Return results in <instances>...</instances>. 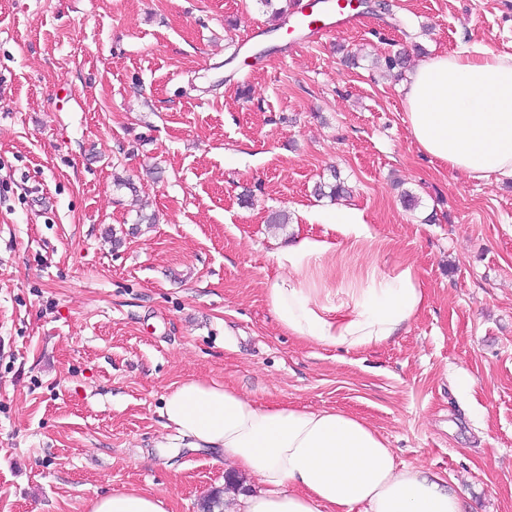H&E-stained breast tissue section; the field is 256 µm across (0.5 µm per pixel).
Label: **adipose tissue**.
I'll return each mask as SVG.
<instances>
[{
    "mask_svg": "<svg viewBox=\"0 0 512 512\" xmlns=\"http://www.w3.org/2000/svg\"><path fill=\"white\" fill-rule=\"evenodd\" d=\"M420 150L473 181L512 177V57L467 45L433 56L400 87ZM335 242L303 237L277 246L279 273L264 288L281 330L348 351L403 333L427 296L413 264L392 275L362 269L344 310L330 305L327 261ZM166 428L254 486L245 512H465L458 485L398 464L389 441L339 409L260 406L227 385L187 380L164 398ZM90 512H167L162 498L119 490L93 497Z\"/></svg>",
    "mask_w": 512,
    "mask_h": 512,
    "instance_id": "obj_1",
    "label": "adipose tissue"
}]
</instances>
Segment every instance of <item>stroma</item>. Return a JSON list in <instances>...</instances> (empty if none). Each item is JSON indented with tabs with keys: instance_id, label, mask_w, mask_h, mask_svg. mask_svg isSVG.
I'll use <instances>...</instances> for the list:
<instances>
[{
	"instance_id": "obj_1",
	"label": "stroma",
	"mask_w": 512,
	"mask_h": 512,
	"mask_svg": "<svg viewBox=\"0 0 512 512\" xmlns=\"http://www.w3.org/2000/svg\"><path fill=\"white\" fill-rule=\"evenodd\" d=\"M388 2L295 47L258 0H0V512L130 488L237 504L249 487L164 426L194 378L356 414L468 512H512V178L422 153L401 77L373 66L395 42L413 67L462 44L512 57V0ZM335 171L351 195L316 198ZM337 205L372 247L318 221ZM299 236L335 241L333 304L359 266L410 262L425 308L362 353L283 334L264 287Z\"/></svg>"
}]
</instances>
